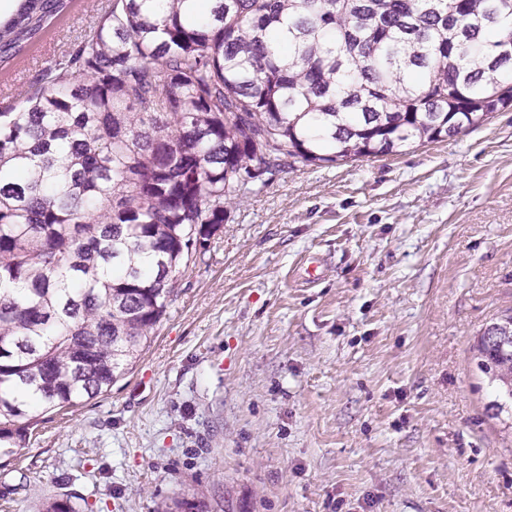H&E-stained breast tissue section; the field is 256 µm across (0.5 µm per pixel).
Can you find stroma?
Masks as SVG:
<instances>
[{
  "label": "stroma",
  "mask_w": 512,
  "mask_h": 512,
  "mask_svg": "<svg viewBox=\"0 0 512 512\" xmlns=\"http://www.w3.org/2000/svg\"><path fill=\"white\" fill-rule=\"evenodd\" d=\"M102 0L9 69L25 91ZM512 311V108L382 158L263 173L110 390L0 457V512H512L473 345Z\"/></svg>",
  "instance_id": "stroma-1"
}]
</instances>
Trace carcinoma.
<instances>
[{
    "instance_id": "carcinoma-1",
    "label": "carcinoma",
    "mask_w": 512,
    "mask_h": 512,
    "mask_svg": "<svg viewBox=\"0 0 512 512\" xmlns=\"http://www.w3.org/2000/svg\"><path fill=\"white\" fill-rule=\"evenodd\" d=\"M107 0L0 112V456L106 392L264 172L379 157L512 106V0ZM71 0H16L0 69ZM512 401V312L475 346Z\"/></svg>"
}]
</instances>
